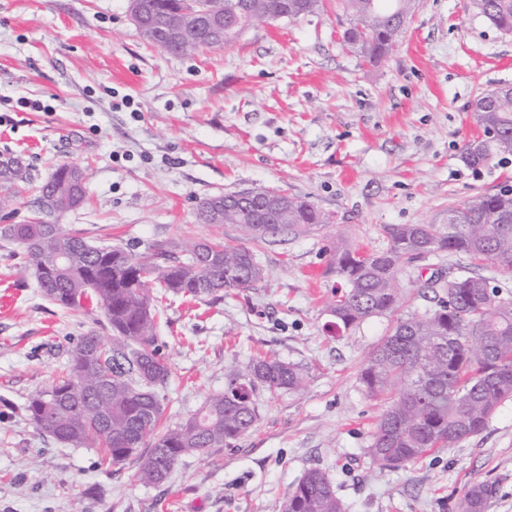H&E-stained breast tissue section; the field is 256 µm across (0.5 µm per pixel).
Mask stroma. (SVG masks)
<instances>
[{"label": "stroma", "mask_w": 512, "mask_h": 512, "mask_svg": "<svg viewBox=\"0 0 512 512\" xmlns=\"http://www.w3.org/2000/svg\"><path fill=\"white\" fill-rule=\"evenodd\" d=\"M354 21L343 0H323L304 19L170 55L144 40L128 0H0V156L22 158L37 183L61 165L89 171L87 203L59 223L140 253L239 244L232 225L198 220L211 195L273 190L326 218L253 242L264 276L250 288L159 305L166 426L253 357L306 373L300 392L257 397L258 420L233 446L184 457L159 485L138 482L134 461L112 465L29 420L27 398L106 320L46 300L23 250L0 240V512H281L314 467L345 512H458L482 481L498 487L488 512H512V400L480 434L374 471L365 450L383 404L358 377L392 319L339 333L329 312L342 291L337 244L384 248V225L440 222L449 206L512 185V162L476 171L461 158L480 133L474 100L512 85V36L467 0H414L402 41L371 63L342 40Z\"/></svg>", "instance_id": "35a3bbf8"}]
</instances>
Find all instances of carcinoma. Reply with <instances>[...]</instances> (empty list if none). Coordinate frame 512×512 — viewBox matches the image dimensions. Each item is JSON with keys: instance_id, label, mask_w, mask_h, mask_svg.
<instances>
[{"instance_id": "obj_1", "label": "carcinoma", "mask_w": 512, "mask_h": 512, "mask_svg": "<svg viewBox=\"0 0 512 512\" xmlns=\"http://www.w3.org/2000/svg\"><path fill=\"white\" fill-rule=\"evenodd\" d=\"M412 0H346L355 23L343 36L370 61L385 57L403 33ZM469 7L496 29L512 33V0H468ZM282 0H140L142 27L150 32L168 25L184 11L224 18V42L238 37L234 12L258 23L278 12ZM222 42V43H224ZM202 33L172 39L173 53L222 47ZM473 109L484 132L467 141L462 159L471 167L512 156V89L480 94ZM62 165L35 187L27 224H5L0 238L25 251L43 297L68 310L94 302L103 309L108 337L91 330L70 349L68 368L51 389L29 398L25 410L36 428L66 446L102 448L114 465L136 458L138 480L163 483L185 455H206L230 447L257 420L255 395L261 391L295 392L305 384L298 365L269 354L231 373L224 391L209 397L191 418L159 432L160 395L170 376L157 336L158 294L203 300L225 289H245L261 280L263 269L250 248L219 239L190 242L175 251L136 255L121 247H99L53 224L50 218L71 209L73 192L86 197L85 181L73 185ZM30 182L18 159L0 162V210ZM245 200L224 208V223L258 241L271 233L300 235L322 223L314 204L288 199V211L275 224H251ZM458 224H388L387 247L360 252L336 246V274L345 291L331 305L333 326L346 331L367 319L399 310L404 303V261L462 253L512 270V187L473 197L448 207ZM413 283L437 297L434 310L406 311L372 350L359 382L370 397L383 402L367 456L380 470L415 462L437 448H449L488 425L502 403L512 399V300L497 297L489 281L469 272L445 280L437 274ZM87 356L76 357L77 347ZM150 451L136 456L146 440ZM497 487L471 486L459 512H487ZM282 512H344L331 475L307 470L288 492Z\"/></svg>"}]
</instances>
